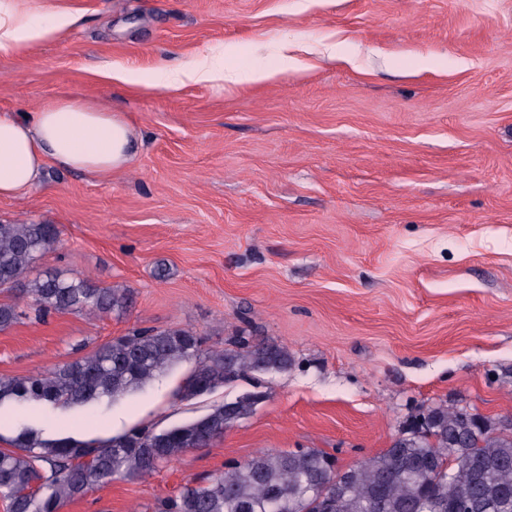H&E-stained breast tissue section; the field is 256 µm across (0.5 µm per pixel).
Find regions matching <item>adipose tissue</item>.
Returning a JSON list of instances; mask_svg holds the SVG:
<instances>
[{
  "label": "adipose tissue",
  "instance_id": "obj_1",
  "mask_svg": "<svg viewBox=\"0 0 512 512\" xmlns=\"http://www.w3.org/2000/svg\"><path fill=\"white\" fill-rule=\"evenodd\" d=\"M65 12L33 20L17 0H0V51L22 54L61 39L73 24ZM137 150L132 125L119 112L62 95L38 111L0 113V198L35 185L47 163L102 179L126 168Z\"/></svg>",
  "mask_w": 512,
  "mask_h": 512
}]
</instances>
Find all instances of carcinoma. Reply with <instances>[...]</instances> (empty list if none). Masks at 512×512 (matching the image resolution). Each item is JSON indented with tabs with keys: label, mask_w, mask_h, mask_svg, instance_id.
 Here are the masks:
<instances>
[{
	"label": "carcinoma",
	"mask_w": 512,
	"mask_h": 512,
	"mask_svg": "<svg viewBox=\"0 0 512 512\" xmlns=\"http://www.w3.org/2000/svg\"><path fill=\"white\" fill-rule=\"evenodd\" d=\"M53 224H0V289L21 290L35 319L53 313L107 314L127 306V293L88 277L58 272L35 277L44 252L58 240ZM22 313L0 303V330ZM181 360L194 367L176 396L207 395L249 374L286 372L288 348L249 342L205 348L184 328L134 329L90 354L24 377L0 378L5 399L77 409L140 389ZM265 397L244 393L197 419L156 431L131 430L106 441L45 440L25 427L0 448V496L9 512H61L70 501L114 479L143 478L180 454L203 448L249 417ZM454 461L448 467V461ZM154 512H512V431L464 408L434 404L411 416L389 448L347 469L317 448L259 451L203 482L189 481Z\"/></svg>",
	"instance_id": "carcinoma-1"
}]
</instances>
